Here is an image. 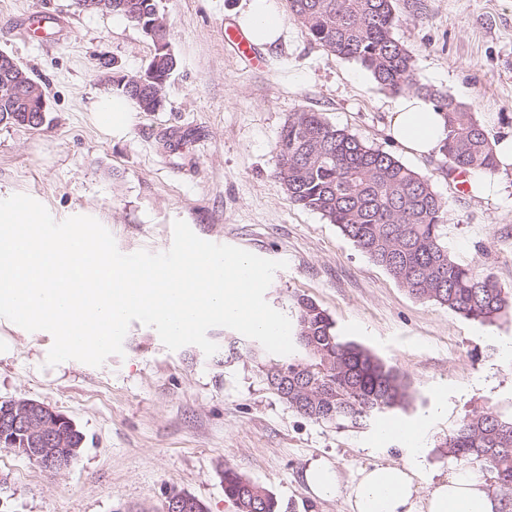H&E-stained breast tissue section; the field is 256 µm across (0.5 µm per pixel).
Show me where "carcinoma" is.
<instances>
[{
    "mask_svg": "<svg viewBox=\"0 0 512 512\" xmlns=\"http://www.w3.org/2000/svg\"><path fill=\"white\" fill-rule=\"evenodd\" d=\"M112 12L134 13L157 37L152 59L133 74H120L114 90L142 112L157 111L176 67L167 19L158 0H122ZM288 18L328 55L359 62L384 89L413 90L437 103L446 117L442 148L448 175L493 173L494 149L473 113L447 93L417 84L414 56L393 36L400 19L394 0H286ZM146 83L137 94L129 81ZM24 120L37 108L0 100V123ZM276 177L294 205L336 225L374 263L419 300L432 301L473 321L495 323L512 310V294L494 277L448 253L445 202L428 179L391 153L328 123L320 113L289 114L277 144ZM297 338L304 357L278 360L262 370L265 384L299 415L339 427L363 426L409 403V386L397 369L360 344L340 336L328 312L297 299ZM448 454L475 465L500 497L512 503V417L493 411L465 415L448 436ZM224 494L237 512H279L276 498L235 468H224Z\"/></svg>",
    "mask_w": 512,
    "mask_h": 512,
    "instance_id": "cac0c4a2",
    "label": "carcinoma"
}]
</instances>
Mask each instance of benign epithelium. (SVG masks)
Instances as JSON below:
<instances>
[{"label": "benign epithelium", "mask_w": 512, "mask_h": 512, "mask_svg": "<svg viewBox=\"0 0 512 512\" xmlns=\"http://www.w3.org/2000/svg\"><path fill=\"white\" fill-rule=\"evenodd\" d=\"M26 90L18 80L0 83V95L7 98H25ZM73 431L70 418L35 400H14L0 410V445L19 450L48 471H64L72 464ZM167 501L169 512H198L203 507L180 492L168 495Z\"/></svg>", "instance_id": "1"}]
</instances>
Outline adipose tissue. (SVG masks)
Here are the masks:
<instances>
[{
	"mask_svg": "<svg viewBox=\"0 0 512 512\" xmlns=\"http://www.w3.org/2000/svg\"><path fill=\"white\" fill-rule=\"evenodd\" d=\"M253 40L272 44L282 33V21L271 0H251L242 18ZM446 119L428 99L417 94L395 98L390 108V134L410 156L439 152L445 140ZM378 436L399 441L403 463H375L359 469L349 490L329 464L315 461L304 472L311 493L326 499L346 492L350 512H500V501L488 490L479 471L461 467L440 479H422L417 460L423 453L424 435L412 423L385 425Z\"/></svg>",
	"mask_w": 512,
	"mask_h": 512,
	"instance_id": "adipose-tissue-1",
	"label": "adipose tissue"
}]
</instances>
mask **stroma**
Wrapping results in <instances>:
<instances>
[{
	"label": "stroma",
	"mask_w": 512,
	"mask_h": 512,
	"mask_svg": "<svg viewBox=\"0 0 512 512\" xmlns=\"http://www.w3.org/2000/svg\"><path fill=\"white\" fill-rule=\"evenodd\" d=\"M249 0H159L176 70L160 111L130 108L124 130L98 112L111 91L100 58L124 74L152 56L150 38L123 16L79 11L74 0H0V52L46 87L36 128L0 124V191L39 197L57 219L97 215L120 252L170 248L173 223L203 240L286 261L267 302L293 316L312 299L337 332L403 372L412 400L397 420L423 424L420 469L457 467L444 444L476 410L512 416V313L491 325L411 296L336 225L290 202L275 177L276 145L290 113L307 109L428 178L446 205L445 240L457 261L512 289V170L487 175L489 191H460L443 154L413 158L389 133L392 92L359 63L327 56L273 0L283 31L264 47V69L246 68L224 43L225 19ZM396 38L414 55L419 83L473 113L490 141L512 136V0H395ZM55 19L54 36L28 26L33 10ZM0 400L34 399L71 418L86 437L77 462L48 472L0 447V512H163L169 492L208 512H236L224 495L233 466L277 499L280 512H350L346 494L313 498L308 465L328 461L342 485L369 463L400 462L398 443L374 429L307 419L262 382L245 350L215 362L197 346L168 350L132 322L123 355L94 367L46 358L53 337L0 318ZM445 411H434L437 400Z\"/></svg>",
	"instance_id": "1"
}]
</instances>
